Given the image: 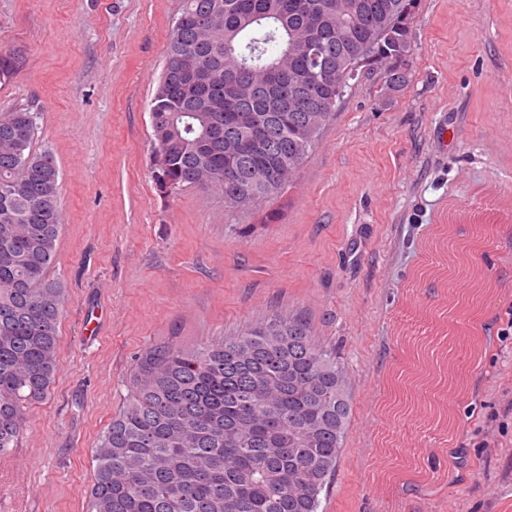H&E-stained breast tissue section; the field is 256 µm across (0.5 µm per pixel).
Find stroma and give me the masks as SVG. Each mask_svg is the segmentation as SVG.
<instances>
[{"instance_id": "obj_1", "label": "stroma", "mask_w": 512, "mask_h": 512, "mask_svg": "<svg viewBox=\"0 0 512 512\" xmlns=\"http://www.w3.org/2000/svg\"><path fill=\"white\" fill-rule=\"evenodd\" d=\"M180 7L0 0V50L18 64L0 113L38 112L35 148L60 167L48 276L68 298L59 370L0 457V512H83L94 442L146 348L290 310L350 367L353 415L319 512H512V0H420L407 84L361 73L290 184L245 209L154 183L150 101ZM478 224L491 238L457 254ZM471 263L498 284L460 366L438 333ZM447 415L452 434L426 423ZM451 451L458 465L411 475Z\"/></svg>"}]
</instances>
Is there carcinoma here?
I'll return each instance as SVG.
<instances>
[{
    "label": "carcinoma",
    "instance_id": "1",
    "mask_svg": "<svg viewBox=\"0 0 512 512\" xmlns=\"http://www.w3.org/2000/svg\"><path fill=\"white\" fill-rule=\"evenodd\" d=\"M336 0H182L167 61L150 103L151 169L157 190L224 194L232 207L279 195L314 151L319 134L275 111L272 98L245 99L237 84L267 81L288 92V74H311L325 99L314 120H333L343 92L328 86L336 56L385 43L400 0H363L361 16ZM319 33L314 62L304 34ZM406 83L405 61L385 63ZM208 73L207 82L189 74ZM250 113L272 119L274 144L255 155L203 137ZM37 113H0V455L17 446L26 409L43 400L59 370L65 288L47 277L62 228L60 169L36 151ZM352 405L348 366L313 340L306 318L278 314L241 335L185 351L168 343L136 359L125 401L93 451L86 512H319L334 480Z\"/></svg>",
    "mask_w": 512,
    "mask_h": 512
}]
</instances>
